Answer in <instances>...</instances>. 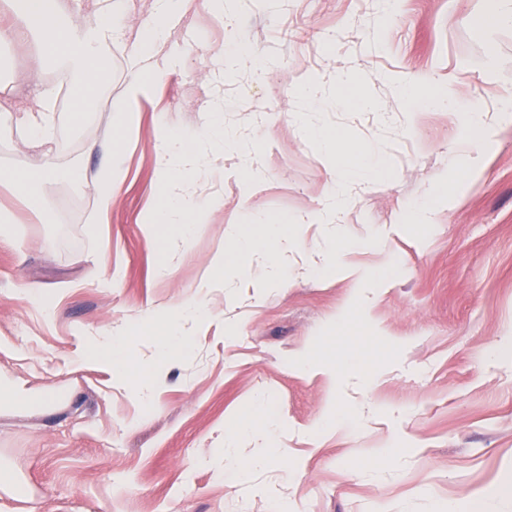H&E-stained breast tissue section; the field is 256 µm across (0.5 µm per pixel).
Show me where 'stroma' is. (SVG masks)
<instances>
[{"label": "stroma", "mask_w": 512, "mask_h": 512, "mask_svg": "<svg viewBox=\"0 0 512 512\" xmlns=\"http://www.w3.org/2000/svg\"><path fill=\"white\" fill-rule=\"evenodd\" d=\"M496 6L401 0L384 13L376 0H242L229 20L208 0H188L170 21L135 129L110 158L119 179L103 215L93 183L121 118L129 35L104 47L109 66L87 119L72 122L70 100L61 101L49 153L0 123V170L35 172L50 160L59 172L39 200L0 185V209L18 232L0 245V381L25 380L49 399L41 410L0 413V470L20 488L0 492V512H470L484 497L512 512V355L487 358L512 334V129L471 138L484 168L449 195L436 224L397 221L436 192L463 132L454 113L410 104L397 81L422 76L498 111L512 98V26L477 21ZM229 26L252 56L227 70ZM353 70L380 110L325 112L386 155L395 176L352 183L342 220L358 243L345 270L306 275L326 248L323 225L312 224L307 249L289 258L288 288L260 291L258 254L245 278L211 285L231 223L326 207L333 166L295 124L294 90ZM59 84L33 40L0 44L1 94L30 106ZM218 96L225 131L255 150L188 178L193 199L222 205L174 244L151 221L166 206L158 133L193 143ZM379 231L382 253L366 244ZM351 267L378 272L364 314ZM30 283L43 286L45 307L26 293ZM192 298L205 306L194 349L165 363L143 322L180 328L178 306ZM117 328L128 332V372L76 366L89 336ZM355 330L366 335L358 368L377 377L368 391L334 371L342 336ZM148 375L149 403L137 389ZM264 400L279 413L271 439L283 455L257 468L248 461L262 443ZM354 407L363 416L353 428L326 423L328 412ZM247 418L251 429L236 432ZM228 448L242 472L225 473Z\"/></svg>", "instance_id": "1"}]
</instances>
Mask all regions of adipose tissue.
<instances>
[{"instance_id": "obj_1", "label": "adipose tissue", "mask_w": 512, "mask_h": 512, "mask_svg": "<svg viewBox=\"0 0 512 512\" xmlns=\"http://www.w3.org/2000/svg\"><path fill=\"white\" fill-rule=\"evenodd\" d=\"M178 0H151L146 18L139 25L125 66L133 74L123 92L126 111H133L145 94L147 74L153 51L169 31V21ZM126 13L125 0H113L109 11L94 13L88 23L79 25L71 10L57 7L50 0H13L11 23L0 27V41L13 36H32L41 43L42 51L54 61L74 90L72 120L81 119L87 104L85 95L100 84L105 69L101 52L104 43L122 27ZM221 109L213 111V131L201 141L185 145L162 137L158 155L162 192L170 202L163 221L184 223L193 217L195 223H205L208 208L188 198L182 180L185 176L217 166L225 152L235 150L236 143L224 131ZM0 118L15 122L29 148L39 149L52 141L58 125L59 112L54 88L42 90L36 104L28 109L15 108L7 99H0Z\"/></svg>"}]
</instances>
